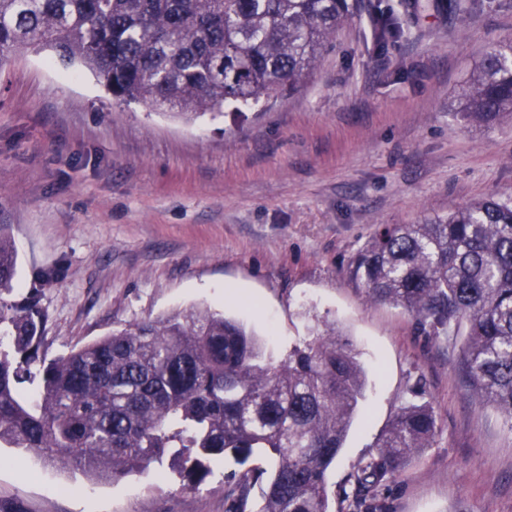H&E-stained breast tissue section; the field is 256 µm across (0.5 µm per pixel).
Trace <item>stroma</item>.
Instances as JSON below:
<instances>
[{
  "mask_svg": "<svg viewBox=\"0 0 512 512\" xmlns=\"http://www.w3.org/2000/svg\"><path fill=\"white\" fill-rule=\"evenodd\" d=\"M389 12L399 36L378 37ZM512 38V0H358L308 81L185 122L119 102L51 52L0 65V229L13 299L47 317L48 357L200 308L241 321L285 357L335 325L368 373L362 416L330 474L333 512L411 393L439 431L378 488L387 512H512V427L472 395L462 337L430 336L369 299L348 264L377 225L414 224L512 196V119L467 124L460 92ZM61 266L45 285L38 270ZM256 451L214 462L198 490L167 464L101 480L0 449V512H224L223 482Z\"/></svg>",
  "mask_w": 512,
  "mask_h": 512,
  "instance_id": "1",
  "label": "stroma"
}]
</instances>
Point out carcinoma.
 <instances>
[{
    "label": "carcinoma",
    "mask_w": 512,
    "mask_h": 512,
    "mask_svg": "<svg viewBox=\"0 0 512 512\" xmlns=\"http://www.w3.org/2000/svg\"><path fill=\"white\" fill-rule=\"evenodd\" d=\"M352 0H0V51L53 52L106 81L112 97L186 120L256 104L303 83ZM457 114L512 115V39L474 67ZM18 254L0 231V446L73 472L119 479L169 459L197 489L226 451L263 448L271 470L227 480L224 512H331L328 471L360 410L366 374L336 329L265 357L244 324L207 309L112 332L53 359L34 300H9ZM376 302L412 313L431 336L466 328L475 393L512 425V199L467 204L419 224H381L349 263ZM40 379L35 395L22 384ZM438 429L414 398L354 475L355 512H386L377 488Z\"/></svg>",
    "instance_id": "cac0c4a2"
}]
</instances>
